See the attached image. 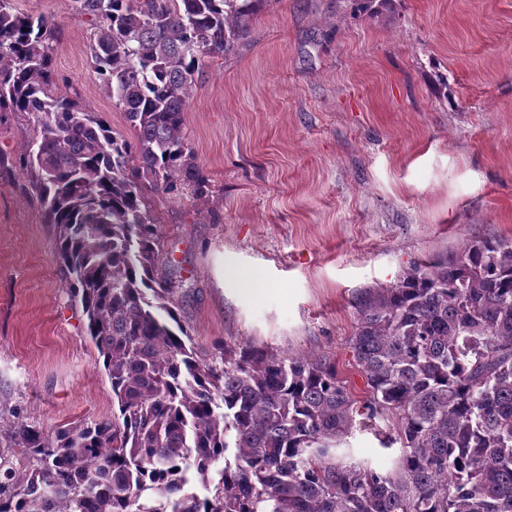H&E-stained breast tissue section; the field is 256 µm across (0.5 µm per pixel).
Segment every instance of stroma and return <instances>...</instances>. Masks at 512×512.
<instances>
[{
  "label": "stroma",
  "mask_w": 512,
  "mask_h": 512,
  "mask_svg": "<svg viewBox=\"0 0 512 512\" xmlns=\"http://www.w3.org/2000/svg\"><path fill=\"white\" fill-rule=\"evenodd\" d=\"M13 3L55 25L54 95L132 138L72 0ZM36 131L0 112V415L52 432L111 415L112 391L18 166ZM183 132L207 194L145 191L182 325L204 351L327 356L364 398L354 292L512 235V0H270L199 73ZM348 452L384 472L399 450L358 428Z\"/></svg>",
  "instance_id": "35a3bbf8"
}]
</instances>
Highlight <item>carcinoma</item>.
Returning a JSON list of instances; mask_svg holds the SVG:
<instances>
[{"label": "carcinoma", "mask_w": 512, "mask_h": 512, "mask_svg": "<svg viewBox=\"0 0 512 512\" xmlns=\"http://www.w3.org/2000/svg\"><path fill=\"white\" fill-rule=\"evenodd\" d=\"M92 67L135 131L54 96V24L0 0V112L57 228L68 288L103 357L112 416L54 434L0 415V512H512V237L474 240L353 297L360 401L336 363L227 343L203 353L159 275L145 187L208 178L183 133L195 76L270 0H73ZM393 422L387 474L346 461L356 416Z\"/></svg>", "instance_id": "obj_1"}]
</instances>
